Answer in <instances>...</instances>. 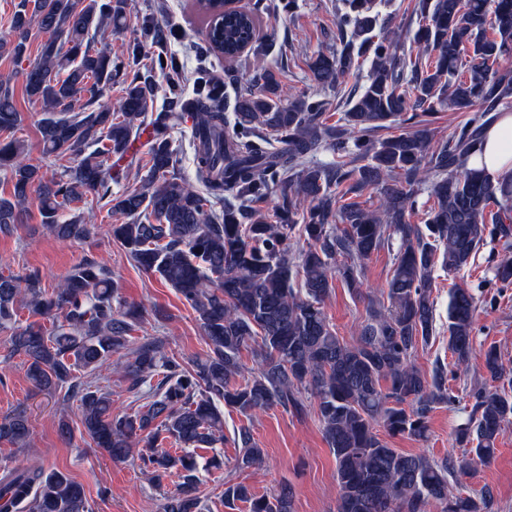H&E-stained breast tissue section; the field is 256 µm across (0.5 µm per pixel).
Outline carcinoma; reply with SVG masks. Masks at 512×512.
Instances as JSON below:
<instances>
[{
  "label": "carcinoma",
  "instance_id": "cac0c4a2",
  "mask_svg": "<svg viewBox=\"0 0 512 512\" xmlns=\"http://www.w3.org/2000/svg\"><path fill=\"white\" fill-rule=\"evenodd\" d=\"M417 30L404 47L375 33V0H342L337 14L341 49L309 61L310 81L336 89L359 76L348 108L334 125L325 103L302 92L284 94L275 64L257 67L234 98L233 131L224 115V81L196 72L185 96L184 73L162 51L173 30L153 14L139 17L141 39L117 62L95 47L98 33L127 28V0H19L0 56L18 69L0 77V175L11 184L0 197V233L21 223L36 199L42 224L61 240H83L93 225L64 209L92 195L108 216L112 239L145 272L173 288L197 314L208 351L190 367L149 340L129 346L146 309L123 304L112 271L91 259L78 263L52 288L37 270L0 274V330L8 356H21L37 389L79 402L80 420L95 447L114 460L135 457L159 485L172 473L177 491L162 512H206L195 448L224 444V410L242 414L281 406L307 410L302 391L336 460V512H494L490 493L464 494L462 479L487 464L504 424L512 420V393L501 385L505 367L494 344L484 350L483 381L468 392L467 417L456 431L459 456L436 460L426 452L391 448L389 436L422 437L431 412L458 395L448 374L468 368L474 352L477 299L468 288L448 293V351L431 376L415 365L434 337L435 267L465 269L489 237L512 246V181L493 183L468 167L484 130L512 103V0H412ZM42 37L35 58L28 54ZM160 48L144 62L145 43ZM262 58L272 44L249 11H227L207 21L200 53L233 60L240 46ZM167 81L168 109L154 111L156 75ZM16 79L40 105L43 153L66 160L50 172L28 159L17 136L21 113ZM122 80L115 105L100 98ZM469 116L446 140L431 142L427 125L407 121L441 108ZM189 112L195 179L182 175L170 131ZM385 135H379V132ZM329 150L332 160L317 155ZM126 161L112 167V158ZM146 170L128 182L131 171ZM123 189L112 192V184ZM433 203L423 224L410 222L422 186ZM375 191L378 205L356 200ZM277 194L272 212L251 202ZM224 204L218 212L215 205ZM307 247L291 246L292 236ZM398 240L382 298L370 301L354 336L338 335L323 304L335 282L361 295L366 261ZM494 284L512 286V256L493 268ZM23 309L52 321L16 329ZM255 367L245 370L242 353ZM143 391L144 405L112 407L102 384L112 355ZM34 430L28 417L0 418V442L23 447ZM172 440L178 452L157 447ZM239 469L264 462L249 431L237 436ZM283 489L258 496L243 483H224V505L248 512H291ZM0 512H93L82 484L58 471L0 462Z\"/></svg>",
  "mask_w": 512,
  "mask_h": 512
}]
</instances>
